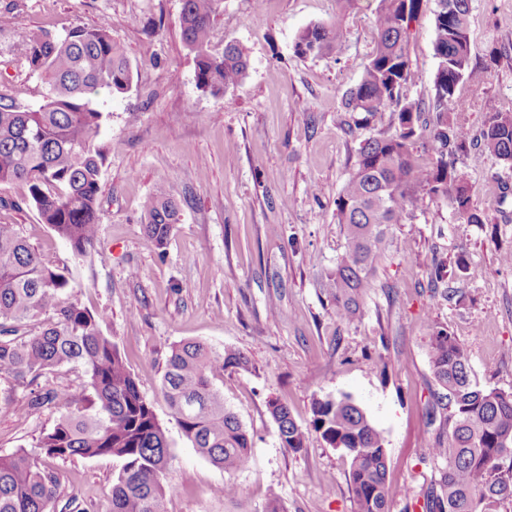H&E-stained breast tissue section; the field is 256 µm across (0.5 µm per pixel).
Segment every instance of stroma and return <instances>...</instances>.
Here are the masks:
<instances>
[{
	"mask_svg": "<svg viewBox=\"0 0 512 512\" xmlns=\"http://www.w3.org/2000/svg\"><path fill=\"white\" fill-rule=\"evenodd\" d=\"M362 0L344 14L338 0H221L211 54L236 42L247 57L242 82L221 96L202 91L193 53L181 35L183 0H0V90L35 108L45 86L16 54L44 32L109 27L132 68L129 92L104 100L109 119L98 138L105 153L98 207L99 240L91 254L69 245L25 200L22 182L0 184V224L15 225L52 267L65 271L72 298L105 314L141 394L166 430L172 460L168 512H263L277 492L287 512H355L348 464L317 435L306 448H283L268 409L287 404L301 425L314 397L350 395L383 432L390 512H425L444 460L427 455L448 439L445 413L433 412L439 387L428 360L433 329L446 328L471 352L481 386L512 392V166L483 146L456 167L483 221L469 224L451 202L426 197L404 223L391 225L388 247L363 293L361 315L346 322L325 283L346 250L336 199L362 140L398 130L392 108L375 115L342 107L364 74L376 43ZM435 0H421L410 24L414 80L408 101L427 100L437 69ZM341 21V52L303 56L306 27ZM470 60L480 85L460 83L463 105L450 109L472 137L490 113L512 111V0H472ZM165 182L180 205L165 251L142 228V204ZM465 257L466 269L456 265ZM442 266L447 298L433 296ZM203 340L250 361L227 370L217 386L252 439V463L226 475L182 435L160 394L174 345ZM77 381L62 367L31 385L0 377V455L33 449L64 411ZM58 401L30 411L34 392ZM117 461L74 457L54 462L61 500L80 512H108ZM234 482L236 500L216 494Z\"/></svg>",
	"mask_w": 512,
	"mask_h": 512,
	"instance_id": "obj_1",
	"label": "stroma"
}]
</instances>
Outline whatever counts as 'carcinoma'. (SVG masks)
Wrapping results in <instances>:
<instances>
[{
    "label": "carcinoma",
    "instance_id": "cac0c4a2",
    "mask_svg": "<svg viewBox=\"0 0 512 512\" xmlns=\"http://www.w3.org/2000/svg\"><path fill=\"white\" fill-rule=\"evenodd\" d=\"M220 0H183L182 38L194 53L198 87L214 95L242 81L246 60L232 41L219 56L208 52ZM420 0H379L373 14L377 40L361 81L349 89L345 108L371 115L397 108L398 131L362 141L355 167L336 198L337 222L347 250L329 288L336 314L352 321L386 243L388 229L402 223L421 198L449 199L469 224L484 220L455 166L469 135L448 120L459 105L457 87L475 85L481 73L471 65L468 19L471 0H435L434 55L437 70L428 105L402 102L413 81L409 27ZM343 44L338 22L315 24L298 37V53L323 55ZM21 57L46 86L36 109L0 93V184L24 181L28 202L78 256L94 248L104 150L97 142L107 120L96 97L126 92L130 62L106 26L75 27L63 37L35 35L18 47ZM435 114L430 137L436 154L425 170L415 159L423 114ZM483 146L512 162V112H494L482 131ZM179 208L163 182L143 204L146 234L165 250ZM66 274L47 265L13 224H0V375L29 384L62 366L78 372L68 403L73 410L42 433L36 449L0 456V512H55L58 481L50 461L110 456L120 464L112 486L111 512H167L164 484L170 445L153 404L139 391L117 344L102 332L95 315L65 297ZM433 376L445 390L448 445L425 453L446 459L426 512H503L512 505V392L484 388L475 378L468 349L447 329L433 331L428 345ZM242 353L215 350L203 341L177 345L169 355L161 394L172 418L196 452L231 475L251 465L249 434L224 406L216 381L228 369H248ZM282 447L298 452L318 435L349 462L348 479L356 512H388L387 449L383 433L349 395L316 397L312 419L299 425L288 407L267 402Z\"/></svg>",
    "mask_w": 512,
    "mask_h": 512
}]
</instances>
